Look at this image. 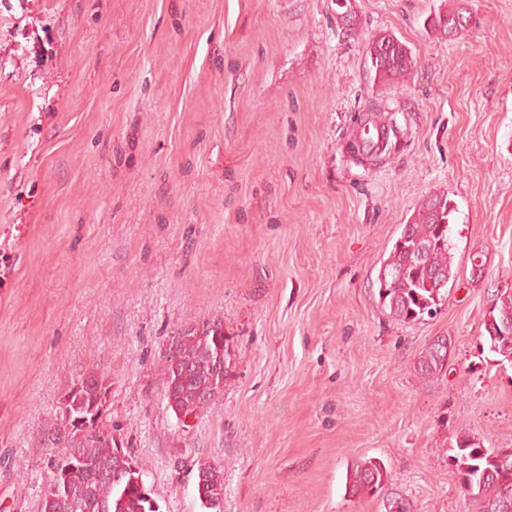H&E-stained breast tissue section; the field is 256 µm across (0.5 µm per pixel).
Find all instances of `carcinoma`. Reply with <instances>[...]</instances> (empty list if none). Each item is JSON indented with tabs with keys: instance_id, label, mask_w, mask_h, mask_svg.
Returning <instances> with one entry per match:
<instances>
[{
	"instance_id": "carcinoma-1",
	"label": "carcinoma",
	"mask_w": 512,
	"mask_h": 512,
	"mask_svg": "<svg viewBox=\"0 0 512 512\" xmlns=\"http://www.w3.org/2000/svg\"><path fill=\"white\" fill-rule=\"evenodd\" d=\"M470 16L463 8L441 13L433 26L457 37L468 30ZM372 69L384 81L404 75L412 65L405 46L391 37H381L369 50ZM448 198L433 195L425 200L412 223L406 224L379 269V297L391 314L404 322L432 315L448 296L454 282ZM443 287H435L433 274ZM502 336L484 334L490 352L512 357V292H504L488 312ZM164 396L175 416H189L205 408L224 389V326L211 322L178 334L175 349L164 355ZM448 362V337L434 338L417 362L420 375L441 376ZM111 394L107 376L92 372L73 380L58 404L56 426L46 445L66 449L61 458L49 457L51 477L41 501L40 512H159L133 458L116 442L104 425ZM453 468L470 497L471 512H496L512 508V459L502 463L493 450L484 448L469 435L457 437ZM204 481L197 483L201 506L221 512L224 476L206 466ZM353 494L382 497L384 512H412L405 498L385 490L389 477L376 458L364 459L347 475Z\"/></svg>"
}]
</instances>
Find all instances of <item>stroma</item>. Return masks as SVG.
<instances>
[{"instance_id": "1", "label": "stroma", "mask_w": 512, "mask_h": 512, "mask_svg": "<svg viewBox=\"0 0 512 512\" xmlns=\"http://www.w3.org/2000/svg\"><path fill=\"white\" fill-rule=\"evenodd\" d=\"M456 7L451 38L431 20ZM383 36L413 59L394 81ZM434 195L457 278L405 322L377 274ZM510 290L512 0H0V512H39L94 370L160 512H205L203 463L222 512H382L346 489L370 457L414 512H467L457 437L512 448V361L482 339ZM213 321L224 390L178 420L165 348ZM469 14L463 8L449 10L446 13H440L432 24L448 37H457L468 30L470 25ZM369 57L375 75L384 81L401 77L412 65V59L405 46L391 37H381L373 42ZM450 346L448 337L437 336L434 338L421 353L417 362L418 373L429 379L441 376L448 362ZM207 477L203 482H199V477L196 485L197 495L201 502V506L208 511L206 512H221V503L224 498V476L223 473L214 467L206 466L199 467L198 474ZM200 472V473H199Z\"/></svg>"}]
</instances>
